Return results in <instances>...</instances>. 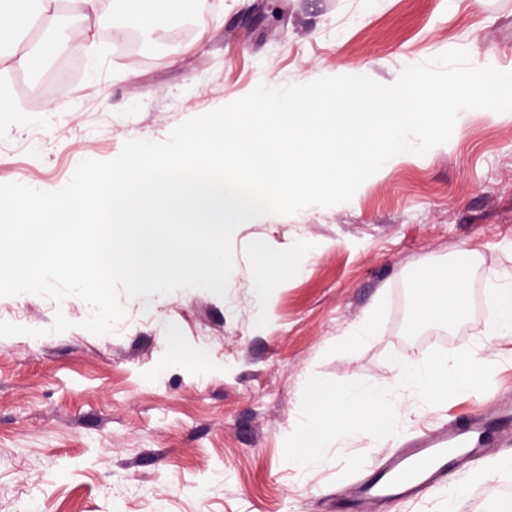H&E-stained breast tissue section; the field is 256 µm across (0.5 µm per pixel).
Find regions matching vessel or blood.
Segmentation results:
<instances>
[{
	"mask_svg": "<svg viewBox=\"0 0 512 512\" xmlns=\"http://www.w3.org/2000/svg\"><path fill=\"white\" fill-rule=\"evenodd\" d=\"M455 448L481 452V439L472 423L453 420L398 448L362 492L377 498L386 512L406 500L436 492L447 480L448 457Z\"/></svg>",
	"mask_w": 512,
	"mask_h": 512,
	"instance_id": "obj_1",
	"label": "vessel or blood"
}]
</instances>
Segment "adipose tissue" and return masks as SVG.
Returning <instances> with one entry per match:
<instances>
[{"instance_id":"adipose-tissue-1","label":"adipose tissue","mask_w":512,"mask_h":512,"mask_svg":"<svg viewBox=\"0 0 512 512\" xmlns=\"http://www.w3.org/2000/svg\"><path fill=\"white\" fill-rule=\"evenodd\" d=\"M119 28L175 27L184 17L174 0H127ZM107 0H0V80L18 69L32 70L24 36L33 27L44 30L43 45L53 52L72 50L86 59L98 60V42L87 32L89 20L99 18ZM415 319L422 324L455 326L468 311L464 276L430 273L415 284Z\"/></svg>"}]
</instances>
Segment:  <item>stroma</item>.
I'll list each match as a JSON object with an SVG mask.
<instances>
[{"instance_id": "35a3bbf8", "label": "stroma", "mask_w": 512, "mask_h": 512, "mask_svg": "<svg viewBox=\"0 0 512 512\" xmlns=\"http://www.w3.org/2000/svg\"><path fill=\"white\" fill-rule=\"evenodd\" d=\"M205 39H198L200 26ZM113 44L91 75L78 55L42 64L0 111V184L63 188L85 159L116 158L126 141L165 140L181 122L249 94L332 77L340 64L390 85L405 68L452 49L472 65L512 71V0H224L223 14L156 28L118 50L111 14L91 27ZM40 114L29 122V114ZM512 117L471 112L461 137L377 172L346 203L270 214L233 234L226 297L183 289L124 299L115 333L81 328L68 307L52 332L47 297H11L41 337H0V512H382L357 498L393 441L328 450L300 474L284 459L288 424L311 376L389 385L420 330L413 285L462 269L487 286L512 274ZM310 245L297 271L258 290L253 267ZM467 253H459V246ZM379 333L337 340L369 311ZM483 395L489 456L476 499L440 492L400 512H504L492 472L497 418L512 406V338Z\"/></svg>"}]
</instances>
